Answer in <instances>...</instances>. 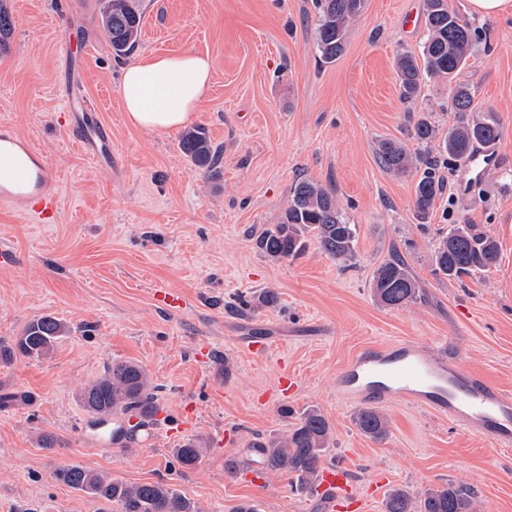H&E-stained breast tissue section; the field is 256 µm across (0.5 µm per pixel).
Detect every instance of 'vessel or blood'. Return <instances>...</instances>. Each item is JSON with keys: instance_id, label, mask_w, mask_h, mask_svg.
I'll list each match as a JSON object with an SVG mask.
<instances>
[{"instance_id": "b4317fda", "label": "vessel or blood", "mask_w": 512, "mask_h": 512, "mask_svg": "<svg viewBox=\"0 0 512 512\" xmlns=\"http://www.w3.org/2000/svg\"><path fill=\"white\" fill-rule=\"evenodd\" d=\"M66 121L93 158L111 153L112 136L103 125L99 108L83 97L69 98ZM25 150L34 162L33 170L18 168L14 153L0 150V205L22 207L30 221L50 224L59 213V199L52 191L55 171L41 158L33 143ZM497 157L486 146L473 153L463 165L469 181L480 180L493 168ZM338 391L345 397L365 401L404 398L464 424L474 433L490 438L501 447L512 446V393L465 369L455 356L434 355L419 344L401 342L373 345L360 351L338 374ZM347 472L339 466L323 473L319 493L324 512H346Z\"/></svg>"}]
</instances>
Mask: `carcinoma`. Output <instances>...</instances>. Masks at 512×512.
I'll return each mask as SVG.
<instances>
[{
    "mask_svg": "<svg viewBox=\"0 0 512 512\" xmlns=\"http://www.w3.org/2000/svg\"><path fill=\"white\" fill-rule=\"evenodd\" d=\"M365 0H316V48L324 64H332L344 53L350 24L360 16ZM142 10L139 0H107L103 11V29L117 59L128 57L135 49L141 30ZM426 39L421 56L402 54L397 60L400 97L408 103L420 94L425 79L453 80L466 64L479 32L453 10L448 0H425ZM13 31L12 19L4 0H0V49ZM472 104L470 88H451V106L457 114L456 125L448 135L439 136L438 129L423 116L413 124L412 137L420 145L435 144L438 154L464 160L478 144L495 140L498 132L496 114L471 122L467 113ZM182 153L198 168L210 174L218 168L222 152L213 146L205 128L194 126L180 137ZM378 160L395 174L416 172L414 209L418 222L425 223L441 195L443 177L436 161L421 153H411L400 141L384 140L378 148ZM311 236L320 249L340 263L353 259L357 243V225L349 223L335 194L307 179L296 182L291 202L281 222L265 229L256 239L257 248L269 259L280 261L299 255L305 238ZM497 242L474 232L472 224H455L441 238L430 254L434 272L449 280H459L484 272L497 264ZM371 288L373 296L386 306L402 307L417 300L419 282L411 275L403 259L394 257L376 270ZM70 328L51 316H39L27 323L12 343L0 342V364L10 365L23 356L39 358L51 352ZM156 386L144 368L133 361L109 364L96 381L79 394L86 410L99 418L117 421L138 418L136 424L121 426L118 435H133L136 429L154 423L160 410ZM359 430L381 440L388 433L386 417L373 408H362L356 416ZM335 443L330 423L316 409L302 413L300 422L285 436L259 439L225 464L233 477L251 464L266 470L296 477L302 488L315 494L324 470L328 448ZM177 458L191 467L202 458V449L188 442L178 449ZM59 481L83 491L100 502L117 507L116 512H198L196 505L163 483L129 485L80 465H67L57 471ZM478 490L469 484L450 483L441 489L413 497L405 489H395L385 500L384 512H475Z\"/></svg>",
    "mask_w": 512,
    "mask_h": 512,
    "instance_id": "1",
    "label": "carcinoma"
}]
</instances>
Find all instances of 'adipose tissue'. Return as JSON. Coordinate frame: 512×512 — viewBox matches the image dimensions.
I'll return each mask as SVG.
<instances>
[{"mask_svg": "<svg viewBox=\"0 0 512 512\" xmlns=\"http://www.w3.org/2000/svg\"><path fill=\"white\" fill-rule=\"evenodd\" d=\"M213 69L209 57L191 52L140 56L120 81L129 122L154 131L182 126L205 98Z\"/></svg>", "mask_w": 512, "mask_h": 512, "instance_id": "adipose-tissue-1", "label": "adipose tissue"}]
</instances>
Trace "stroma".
<instances>
[{"label": "stroma", "mask_w": 512, "mask_h": 512, "mask_svg": "<svg viewBox=\"0 0 512 512\" xmlns=\"http://www.w3.org/2000/svg\"><path fill=\"white\" fill-rule=\"evenodd\" d=\"M13 21L0 52V120L34 142L58 173L56 223L30 224L0 207V339L49 315L71 332L53 352L0 365V391L19 399L0 409V512H100L101 502L59 481L81 465L129 484L171 485L201 512H232L250 500L260 512H322L294 477H231L225 461L257 438L283 436L311 408L330 422L336 445L327 464L345 467L364 512H383L397 488L413 496L453 481L479 490L477 512H512V447L492 446L440 414L402 399L376 403L385 440L360 432V402L336 391L339 372L366 346L420 342L512 392V14L470 13L449 0L481 38L457 76L472 92L470 117L496 113L498 164L459 189L461 165L441 166L445 185L426 226L414 217L415 177L384 170L378 143L428 116L440 133L456 122L448 82H426L399 98L400 53L420 54L425 0H365L343 55L319 63L313 0H144L135 55L191 51L215 64L211 88L189 126L207 129L223 160L216 174L179 148L181 129L130 125L119 92L122 61L101 25L103 0H6ZM70 26L63 60L58 30ZM72 66L75 94L97 103L112 134V159L86 155L59 118V83ZM300 178L332 188L358 239L342 265L308 242L297 258L269 260L255 245L279 223ZM453 224L474 225L499 246L495 267L459 280L437 276L429 256ZM407 260L419 298L377 303L375 270L392 254ZM181 294L182 310L153 300L155 288ZM269 291L268 307L239 308ZM264 339V354L251 340ZM115 360L139 363L157 388L166 420L100 449L78 394ZM300 382L284 400L262 401L282 373ZM182 427L181 436L169 427ZM59 441L43 447L42 433ZM197 441L201 462L174 452Z\"/></svg>", "instance_id": "stroma-1"}]
</instances>
